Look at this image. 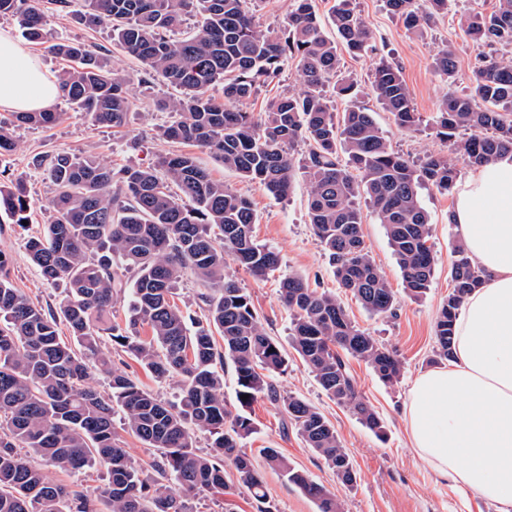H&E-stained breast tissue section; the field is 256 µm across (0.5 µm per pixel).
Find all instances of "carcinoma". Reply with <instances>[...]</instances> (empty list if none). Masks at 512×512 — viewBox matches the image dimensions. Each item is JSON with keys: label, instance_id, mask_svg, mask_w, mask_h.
<instances>
[{"label": "carcinoma", "instance_id": "obj_1", "mask_svg": "<svg viewBox=\"0 0 512 512\" xmlns=\"http://www.w3.org/2000/svg\"><path fill=\"white\" fill-rule=\"evenodd\" d=\"M385 2L411 33L448 9V0ZM191 13L199 17L196 30L174 36ZM0 17L16 18L28 41L43 42L41 0H0ZM75 19L110 25L113 38L141 63V82L160 78L179 89V96L161 102L162 110L177 115L159 130L162 139L210 149L225 168L275 198L288 196L303 175L314 234L339 287L367 312L391 315L397 299L365 248L357 204L362 194L385 226L404 291L415 299L427 292L434 272L432 229L419 190L431 184L450 191L458 170L448 156L429 155L417 164L392 148L373 113L356 104L357 82L337 78L340 57L322 33L313 0H292L284 37L260 26L246 0H81ZM331 22L348 50L368 46L370 31L352 0H336ZM463 29L476 47L500 51L479 54L468 93L444 96L436 135L477 164L512 151V0H496L488 14L464 16ZM48 51L68 62L56 75L63 97L94 123L123 127L132 104L129 83L101 48L61 40ZM290 62L301 92L269 100L259 119L240 108ZM433 66L446 83L456 82L451 46L438 51ZM332 79L336 95L349 101L339 117L325 93ZM373 87L397 127L416 128L401 72L383 57L374 64ZM58 118L57 112L0 114V156L15 150L17 129L48 128ZM298 145L304 151L296 159L291 149ZM38 166L54 195L43 233L25 246L42 276L64 282L66 294L52 313L36 307L14 288L10 259L0 251V512H99L100 499L107 512H192L190 498L229 488L228 465L249 489L256 512H275L254 459L239 446L253 430L245 409L262 395L281 403L342 485L354 486L357 471L332 423L306 400L277 395L272 378L287 368L283 347L267 335L251 296L225 270L227 257L258 278L279 268L278 253L253 235L249 199L185 152L163 154L152 167L118 171L90 154L68 152L46 155ZM31 210L22 177L0 181V213L20 224L31 221ZM453 254L452 290L435 322L439 360L452 354L453 322L464 297L482 282L462 243ZM186 275L203 288V322L175 300ZM280 289L292 316V348L320 388L384 437L345 358L364 361L391 384L401 372L396 355L352 324L338 296L318 292L297 274L282 278ZM126 296L131 315L121 323L110 320L112 307ZM143 328L149 335H141ZM104 336L151 377H180L177 400L160 399L118 368L108 371L107 391L90 385L92 366L112 365L101 349ZM229 363L242 408L237 413L224 403ZM117 407L125 429L154 451L148 465L129 455L115 431ZM199 433L209 435L205 452L196 447ZM262 453L317 512H344L335 494L278 449ZM33 454L67 471L101 466L107 483L98 497L54 483L32 465Z\"/></svg>", "mask_w": 512, "mask_h": 512}]
</instances>
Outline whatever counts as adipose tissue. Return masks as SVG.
Segmentation results:
<instances>
[{"label":"adipose tissue","mask_w":512,"mask_h":512,"mask_svg":"<svg viewBox=\"0 0 512 512\" xmlns=\"http://www.w3.org/2000/svg\"><path fill=\"white\" fill-rule=\"evenodd\" d=\"M62 91L40 59L0 30V110L50 109ZM451 222L483 272L465 296L448 363L419 375L401 417L439 479L512 512V152L454 186Z\"/></svg>","instance_id":"obj_1"}]
</instances>
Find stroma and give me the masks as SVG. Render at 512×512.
Returning <instances> with one entry per match:
<instances>
[{
  "label": "stroma",
  "mask_w": 512,
  "mask_h": 512,
  "mask_svg": "<svg viewBox=\"0 0 512 512\" xmlns=\"http://www.w3.org/2000/svg\"><path fill=\"white\" fill-rule=\"evenodd\" d=\"M494 5L495 0H450L446 12L434 15L422 33L412 34L388 10L385 0H353L356 12L368 25L373 49L355 54L346 46H339L341 72L356 79L358 105L373 112L394 149L415 158L448 154L447 143L436 134L435 120L437 106L451 88L434 70L433 59L439 49L448 45L454 48L460 79L452 89L465 92L478 50L465 36L461 18L466 12H491ZM44 11L49 39L85 42L102 48L113 68L129 80L134 90L133 104L124 127L113 130L95 125L89 115L75 111L69 101L62 98L54 106L60 115L55 125L20 128L16 132L17 149L0 157V171L25 177L34 204L32 222L25 226L13 224L0 214V251L11 258L10 277L15 288L37 306L51 311L64 297V285L44 280L25 248L28 236L39 233L48 220L47 205L53 195L51 183L35 164L36 158L66 150L92 154L116 169L128 165L151 166L161 153L173 148L172 143L158 136L159 127L171 121L172 116L157 105L159 98L171 96L172 91L158 83L148 87L141 84L140 65L113 42L109 25L85 26L73 15L57 11L51 4L45 5ZM379 56L400 69L420 119L417 130L397 128L378 101L372 86V72ZM193 153L214 178L250 198L257 215L256 239L274 249L280 257L278 270L263 278L254 277L231 261L227 262L226 270L250 293L267 334L280 344H287L292 324L281 297V278L299 274L318 291L331 294L340 291L328 258L312 231L307 183L305 179H297L287 198L276 199L257 184L224 169L209 149L197 147ZM420 201L430 216V244L435 258L427 295L419 300L404 295L401 271L385 228L365 203L361 206L364 242L371 258L398 295L396 314L388 318L374 316L351 296L343 298L357 328L394 351L401 362L398 383L388 385L380 381L365 362L354 358L349 361L359 390L385 427V439H377L346 406L330 399L296 354H289L287 370L273 378L278 393L303 398L335 426L358 473L356 486L348 488L337 481L332 469L307 447L280 403L270 398L262 396L252 404L249 414L254 429L242 440L241 446L257 459L261 458L263 449H279L294 466L335 493L345 512H497L494 502L472 492L455 490L446 481L437 479L415 454L400 420L413 381L430 368L429 360L435 347V319L451 289L452 248L458 240L448 222L452 193H443L427 185L420 191ZM260 474L277 512H317L315 503L288 483L279 471L264 465ZM194 510L255 512L250 492L238 483L221 495L206 492L198 495Z\"/></svg>",
  "instance_id": "stroma-1"
}]
</instances>
